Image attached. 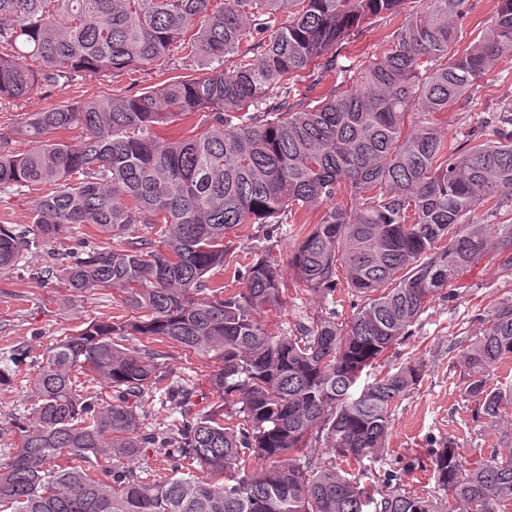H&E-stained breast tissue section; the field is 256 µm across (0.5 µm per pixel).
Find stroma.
I'll list each match as a JSON object with an SVG mask.
<instances>
[{
    "mask_svg": "<svg viewBox=\"0 0 512 512\" xmlns=\"http://www.w3.org/2000/svg\"><path fill=\"white\" fill-rule=\"evenodd\" d=\"M395 27V21L384 17L370 19L363 31L339 45L337 52L354 64H363L386 49ZM201 74L200 66L188 63L185 50L180 48L141 71L114 76L83 73L69 87L44 86L27 98L0 101V136L12 135L34 112L75 101L134 96ZM508 104L512 105V58L491 68L471 92L468 103L454 104L440 114L444 140L449 146L458 147L477 137L488 140L501 136L503 130L494 115ZM318 219L315 211L299 214L297 223L284 225L282 233L274 237L269 236L265 224L237 225L228 234L234 255L215 275V282L228 289L238 288L237 271L245 259H258L265 251L284 264V276H291L292 271L286 266L289 254ZM46 262L45 254L32 253L25 258V270L0 273V364L8 366L14 375L12 385L0 388V457L10 454L19 444L15 420L30 406L27 380L46 350L56 340L81 329L85 322L105 321L123 312L122 298L116 290H94L75 298L59 280L42 282L32 278V270ZM502 299H512V274L503 271L493 256H485L462 277L454 294L439 292L410 326L408 335L378 362L381 373L396 371L409 361L420 362L423 378L416 389L398 401L384 449L377 460L366 464L367 484H380L391 473L397 476L404 492L433 495L444 501L447 493L438 487L432 472L419 464L429 449L454 443L465 464L472 466L494 451L512 447V409L494 424L478 417V403L467 393L463 374L456 365L465 337L480 332L490 307ZM331 309L335 310L337 321L345 323L352 317L354 299L346 282L338 283L331 298L301 284L289 288L283 306L278 311L262 313L261 318L271 329L288 331ZM161 364L169 380L192 379L196 394L186 410L146 394L141 405L146 422L172 428L186 414L205 412L212 400L208 376L214 369L213 362L185 354L175 346L169 348Z\"/></svg>",
    "mask_w": 512,
    "mask_h": 512,
    "instance_id": "obj_1",
    "label": "stroma"
}]
</instances>
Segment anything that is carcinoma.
<instances>
[{"instance_id": "1", "label": "carcinoma", "mask_w": 512, "mask_h": 512, "mask_svg": "<svg viewBox=\"0 0 512 512\" xmlns=\"http://www.w3.org/2000/svg\"><path fill=\"white\" fill-rule=\"evenodd\" d=\"M0 0V100L70 85L84 72L114 75L153 65L194 29L187 58L199 78L134 97L67 103L27 117L25 150L0 136V191L48 190L31 224L0 225V271L42 250L74 296L113 288L131 313L92 320L49 347L32 377L31 408L16 422L20 446L0 458V508L11 512H441L392 488L375 497L316 448L323 439L359 464L384 447L397 402L422 364L363 385L372 367L440 291L492 253L512 271V224H464L479 206L512 196V134L447 148L435 116L512 56V0H495L486 25L459 51L469 0ZM400 18L388 48L358 67L336 46L378 16ZM258 40V52L241 45ZM238 56L234 66L225 58ZM318 99L295 98L330 74ZM413 112L418 120L409 124ZM199 114L198 135L157 129ZM76 129L72 142L50 134ZM321 218L289 259L311 291L334 294L339 274L364 299L347 325L336 311L273 333L259 319L289 284L277 261L239 272L242 287L212 281L239 224ZM92 224L108 247L68 241ZM154 231L147 237L142 230ZM463 351L468 393L498 421L506 398L486 375L512 358V300L500 301ZM131 336L148 344L129 348ZM216 362L209 410L158 432L140 424V399L162 391L181 407L190 383H165L162 346ZM112 389L82 394L80 375ZM171 475L136 472L147 450ZM113 460L94 475L95 461ZM268 463L251 469V461ZM449 512H506L512 450L470 467L453 444L429 454Z\"/></svg>"}]
</instances>
